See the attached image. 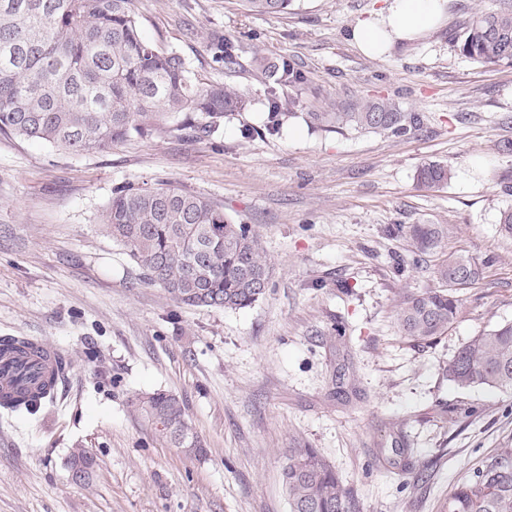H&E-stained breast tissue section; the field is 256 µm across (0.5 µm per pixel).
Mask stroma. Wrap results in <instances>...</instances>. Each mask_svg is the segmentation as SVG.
Returning <instances> with one entry per match:
<instances>
[{
	"label": "stroma",
	"instance_id": "1",
	"mask_svg": "<svg viewBox=\"0 0 512 512\" xmlns=\"http://www.w3.org/2000/svg\"><path fill=\"white\" fill-rule=\"evenodd\" d=\"M384 0H294L257 15L240 0H134L142 32L185 58L200 86L246 108L205 133L176 124L104 153L0 134V337L25 336L72 367L35 417L0 413V512H289L283 449H316L356 512H447L453 486L512 448V395L458 389L457 350L512 321V65L474 62L449 42L497 0H449V21L370 58L346 36ZM236 47L215 62L210 37ZM307 81L294 116L263 132L269 84L255 56ZM415 115L403 134L310 127L325 99ZM251 137H243L244 128ZM448 167L428 193L415 175ZM169 183L259 234L274 266L266 296L222 311L177 304L147 284L101 215L116 192ZM436 224L445 251L415 255L403 233ZM483 265L433 343L404 337L405 294L436 287L444 254ZM164 390L186 405L207 450L187 455L130 403ZM78 448L96 459L73 482ZM450 171L439 163H427L422 165L416 174L417 184L420 189L434 192L448 183Z\"/></svg>",
	"mask_w": 512,
	"mask_h": 512
}]
</instances>
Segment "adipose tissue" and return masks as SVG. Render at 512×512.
Listing matches in <instances>:
<instances>
[{
  "label": "adipose tissue",
  "instance_id": "ef3b65f1",
  "mask_svg": "<svg viewBox=\"0 0 512 512\" xmlns=\"http://www.w3.org/2000/svg\"><path fill=\"white\" fill-rule=\"evenodd\" d=\"M448 0H384L383 7L360 19L349 41L369 57L388 54L403 41L425 37L443 22Z\"/></svg>",
  "mask_w": 512,
  "mask_h": 512
}]
</instances>
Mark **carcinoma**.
<instances>
[{"label":"carcinoma","instance_id":"1","mask_svg":"<svg viewBox=\"0 0 512 512\" xmlns=\"http://www.w3.org/2000/svg\"><path fill=\"white\" fill-rule=\"evenodd\" d=\"M247 11L278 15L292 0H242ZM460 53L478 63L512 64V4L476 13L465 31L452 36ZM214 60L233 61L235 46L224 37L212 43ZM271 81L265 130L277 132L295 100L278 93L298 87L306 76L293 63L259 59ZM246 106L242 95L220 84L201 87L189 76L185 59L147 41L134 0H0V134H12L74 153H102L112 145L142 137L170 118L182 125L199 116L211 127ZM307 122L322 131L404 132V114L387 105L362 102L349 111L308 112ZM439 163L422 165L420 189L434 192L448 183ZM112 239L127 248L144 270L179 304L238 310L259 302L273 274L259 235L238 224L224 209L184 189L128 186L102 214ZM406 234L415 252L444 251L445 233L436 224H411ZM441 284L404 297L397 324L402 335L431 343L456 321L460 299L452 282L477 281L482 267L454 253L433 269ZM71 360L58 357V370L33 395L19 393L0 402L17 415H33L47 400V388L67 378ZM461 389L489 387L512 394V321L496 325L462 346L443 367ZM131 404L158 435L190 455L207 450L186 419L185 404L158 390ZM282 481L289 512H355L336 470L314 448H286ZM448 512H512V448H505L473 478L448 494Z\"/></svg>","mask_w":512,"mask_h":512}]
</instances>
